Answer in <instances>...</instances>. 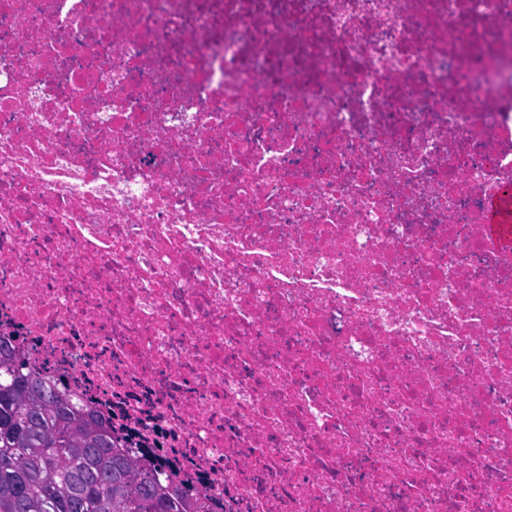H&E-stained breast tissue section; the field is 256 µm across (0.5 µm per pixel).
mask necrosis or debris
<instances>
[{
	"mask_svg": "<svg viewBox=\"0 0 512 512\" xmlns=\"http://www.w3.org/2000/svg\"><path fill=\"white\" fill-rule=\"evenodd\" d=\"M512 0H0V345L206 512H512ZM486 231L491 240L512 246V190L488 202Z\"/></svg>",
	"mask_w": 512,
	"mask_h": 512,
	"instance_id": "4bbe7bcc",
	"label": "necrosis or debris"
}]
</instances>
